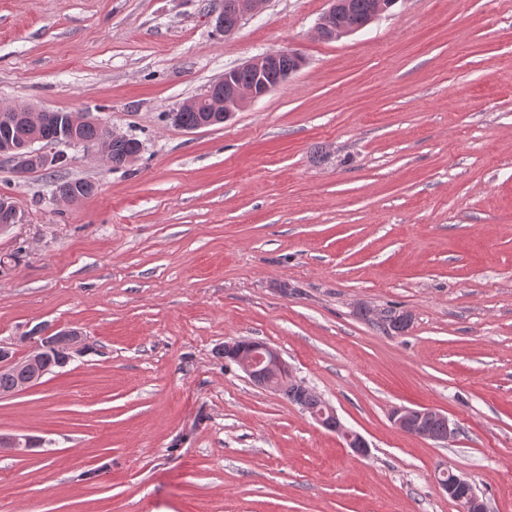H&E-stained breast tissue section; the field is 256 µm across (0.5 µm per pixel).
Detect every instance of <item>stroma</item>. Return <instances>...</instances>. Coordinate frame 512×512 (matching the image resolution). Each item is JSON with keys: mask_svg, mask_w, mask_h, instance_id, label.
<instances>
[{"mask_svg": "<svg viewBox=\"0 0 512 512\" xmlns=\"http://www.w3.org/2000/svg\"><path fill=\"white\" fill-rule=\"evenodd\" d=\"M0 0V108L81 114L141 141L15 171L0 196V344L85 346L0 398V512H457L440 470L512 512V0H396L335 41L326 0ZM291 49L301 70L231 120L170 112ZM91 196L59 198L60 184ZM410 316L394 333L361 307ZM278 348L368 441L359 457L224 359ZM433 407L448 442L399 431ZM234 0H224V8L221 7L217 17L218 26L224 31V36L232 35L236 32L241 20L247 15H254L262 12L267 0H237L233 8L238 16L236 18L233 11L226 9L229 2ZM237 19V21H236ZM236 22V23H235ZM225 23V24H224ZM235 23V24H234ZM226 24L232 25L228 26ZM234 24V25H233ZM391 419L400 431L421 439L445 442L457 433L456 425L449 420L447 414L431 407H396L391 413ZM432 422L442 427L440 433L429 430Z\"/></svg>", "mask_w": 512, "mask_h": 512, "instance_id": "1", "label": "stroma"}]
</instances>
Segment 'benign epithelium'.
Returning a JSON list of instances; mask_svg holds the SVG:
<instances>
[{
    "label": "benign epithelium",
    "instance_id": "1",
    "mask_svg": "<svg viewBox=\"0 0 512 512\" xmlns=\"http://www.w3.org/2000/svg\"><path fill=\"white\" fill-rule=\"evenodd\" d=\"M328 9L319 18L316 31L320 38L330 41L354 34L359 28L336 30L329 24L336 12H345L349 9L347 0H327ZM266 0H235L233 8L238 19L247 15L262 12ZM303 65V58L292 50L265 52L256 55L244 64L224 71L217 81L211 84L204 92V96L216 106L224 107V120H229L234 112L248 101H256L277 88L297 72ZM251 70L258 81L251 86H241L236 83L238 72ZM36 140L31 138L20 146L10 142L0 144V159L13 164L19 171L32 166L41 168L57 164L58 155L47 154L34 148ZM21 216L17 209L7 203H0V230L7 229L20 223ZM68 341L63 352L61 365H67L73 354L79 351L83 338L74 330L66 332ZM56 345V335L49 334L41 338L28 354L19 357L10 352L9 348L0 346V372L16 369L22 365L27 366V372L22 383L13 389L18 393L40 383L46 372L40 368V362L45 352ZM224 355L248 376L252 383L260 388L281 391L285 386H294L300 390L304 401L302 409L323 428L341 436L344 447L353 453L364 456L369 453V445L364 437L356 431L345 427L336 414V410L321 396L307 387L299 380L292 367L284 360L280 351L268 343H259L255 346H245L240 339L224 342ZM394 425L402 432L426 440L448 441L457 433V427L448 416L431 407L411 408L400 406L391 413ZM37 438L29 435H0V449L10 448L18 454H27L33 451ZM439 487L448 494L457 506L458 512H488L487 505L476 491L469 479L456 473L451 479L438 478Z\"/></svg>",
    "mask_w": 512,
    "mask_h": 512
}]
</instances>
